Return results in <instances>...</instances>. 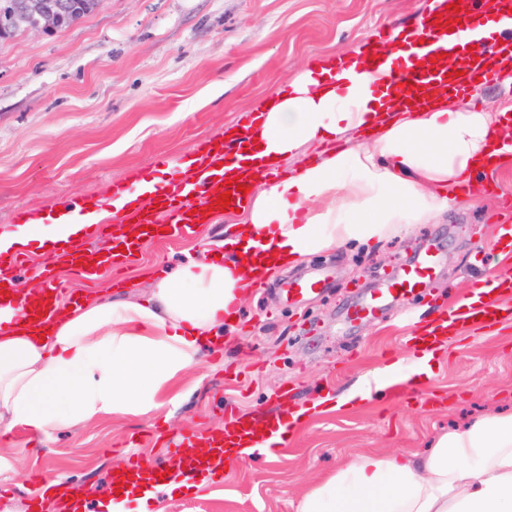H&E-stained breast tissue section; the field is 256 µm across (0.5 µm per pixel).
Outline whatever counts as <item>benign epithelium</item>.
Listing matches in <instances>:
<instances>
[{"label": "benign epithelium", "instance_id": "1", "mask_svg": "<svg viewBox=\"0 0 512 512\" xmlns=\"http://www.w3.org/2000/svg\"><path fill=\"white\" fill-rule=\"evenodd\" d=\"M101 0H0V38L19 31L53 32L71 26V16L95 11Z\"/></svg>", "mask_w": 512, "mask_h": 512}]
</instances>
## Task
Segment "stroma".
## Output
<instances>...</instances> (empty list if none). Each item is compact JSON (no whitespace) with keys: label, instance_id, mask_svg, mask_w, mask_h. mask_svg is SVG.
<instances>
[{"label":"stroma","instance_id":"stroma-1","mask_svg":"<svg viewBox=\"0 0 512 512\" xmlns=\"http://www.w3.org/2000/svg\"><path fill=\"white\" fill-rule=\"evenodd\" d=\"M425 0H103L77 24L0 41V231L17 208L53 211L62 199L94 197L106 182L150 169L156 155L181 158L196 143L237 130L247 105L272 96L312 59L367 32L417 22ZM512 198V163L477 203L458 201L437 221L388 239L306 258L254 290L221 357H204L161 406L139 417H101L51 431L7 432L0 454V512H33L30 475L62 474L90 494H111L109 476L130 438L161 458L153 432L224 425V401L250 415L302 406L320 389L340 393L394 361L416 367L407 337L484 276L512 273L496 246L501 201ZM228 215L190 237L148 240L137 267H177L220 241ZM436 257L427 287L397 297L374 320L354 305L387 285L422 253ZM320 281V293L289 300V281ZM416 395L380 398L300 427L287 453L244 459L167 512H295L298 497L365 451L413 452L439 432L497 411L512 412V325L461 332Z\"/></svg>","mask_w":512,"mask_h":512}]
</instances>
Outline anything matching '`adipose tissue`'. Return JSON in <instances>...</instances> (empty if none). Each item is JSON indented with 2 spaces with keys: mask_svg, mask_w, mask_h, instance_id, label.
I'll list each match as a JSON object with an SVG mask.
<instances>
[{
  "mask_svg": "<svg viewBox=\"0 0 512 512\" xmlns=\"http://www.w3.org/2000/svg\"><path fill=\"white\" fill-rule=\"evenodd\" d=\"M512 101L480 108L436 86L391 91L366 70L340 69L330 55L302 70L258 107L248 153L280 179H256L220 242L169 269L138 271L137 299L111 291L59 303L49 333L0 307V425L42 433L101 416H142L196 366L209 342L255 286L309 256L385 239L406 224L434 221L475 199V180L494 142L507 139ZM371 143L351 139L357 130ZM320 148L305 158L303 149ZM83 225L25 224L0 233V256L80 239ZM394 363L347 393L281 414L296 431L315 414L366 403L372 391L411 382ZM150 470L116 481L100 512H166ZM296 512H512V415H489L443 432L423 453L358 456L300 496Z\"/></svg>",
  "mask_w": 512,
  "mask_h": 512,
  "instance_id": "obj_1",
  "label": "adipose tissue"
}]
</instances>
